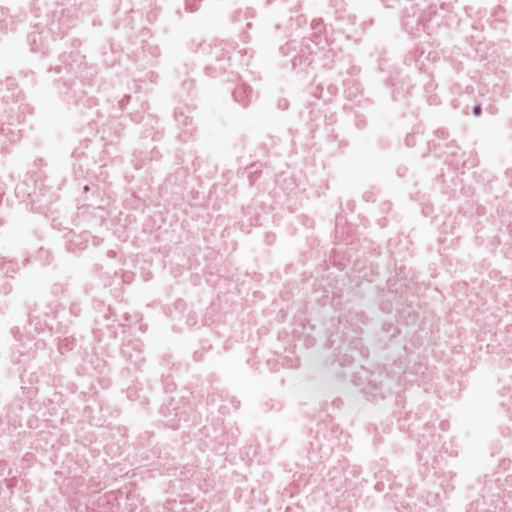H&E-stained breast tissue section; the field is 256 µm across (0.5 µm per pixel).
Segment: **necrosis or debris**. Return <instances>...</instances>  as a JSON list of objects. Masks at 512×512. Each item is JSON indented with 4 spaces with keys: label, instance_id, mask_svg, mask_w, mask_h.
Returning a JSON list of instances; mask_svg holds the SVG:
<instances>
[{
    "label": "necrosis or debris",
    "instance_id": "1",
    "mask_svg": "<svg viewBox=\"0 0 512 512\" xmlns=\"http://www.w3.org/2000/svg\"><path fill=\"white\" fill-rule=\"evenodd\" d=\"M0 512H512V0H0Z\"/></svg>",
    "mask_w": 512,
    "mask_h": 512
}]
</instances>
